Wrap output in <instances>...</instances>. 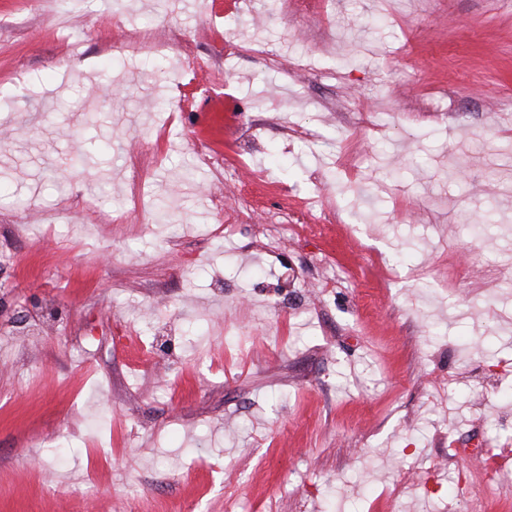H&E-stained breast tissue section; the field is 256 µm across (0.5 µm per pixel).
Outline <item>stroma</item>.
Listing matches in <instances>:
<instances>
[{"instance_id":"stroma-1","label":"stroma","mask_w":512,"mask_h":512,"mask_svg":"<svg viewBox=\"0 0 512 512\" xmlns=\"http://www.w3.org/2000/svg\"><path fill=\"white\" fill-rule=\"evenodd\" d=\"M502 463L512 0H0V512H512ZM507 480L510 484L512 483V474L510 472H495V475L488 476L483 475L482 479L478 483H474V480L470 481V487L472 489V501H478L484 494H496L500 492L502 481Z\"/></svg>"}]
</instances>
